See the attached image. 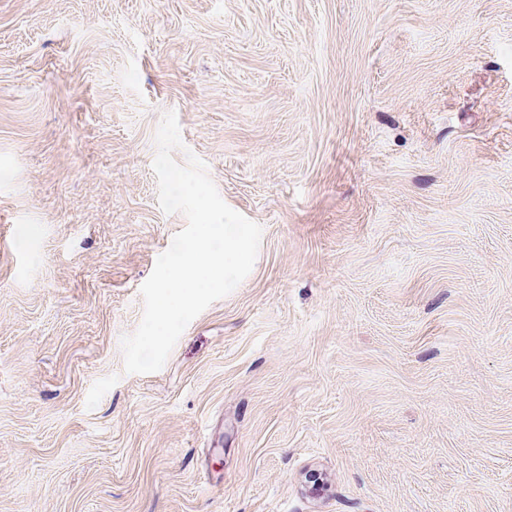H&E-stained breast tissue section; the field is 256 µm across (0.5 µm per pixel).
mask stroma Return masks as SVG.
<instances>
[{
	"mask_svg": "<svg viewBox=\"0 0 512 512\" xmlns=\"http://www.w3.org/2000/svg\"><path fill=\"white\" fill-rule=\"evenodd\" d=\"M169 111L262 239L130 374ZM0 512H512V0H0Z\"/></svg>",
	"mask_w": 512,
	"mask_h": 512,
	"instance_id": "obj_1",
	"label": "stroma"
}]
</instances>
